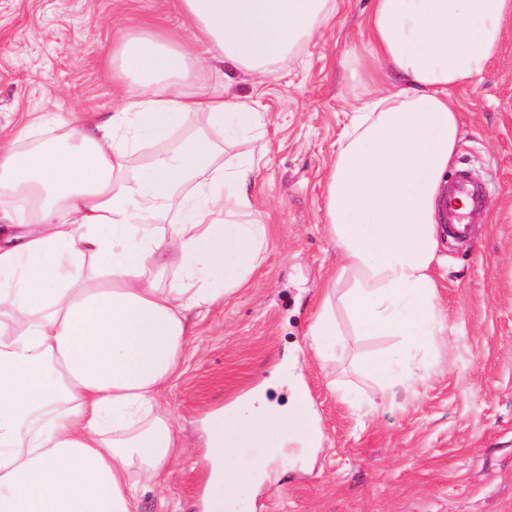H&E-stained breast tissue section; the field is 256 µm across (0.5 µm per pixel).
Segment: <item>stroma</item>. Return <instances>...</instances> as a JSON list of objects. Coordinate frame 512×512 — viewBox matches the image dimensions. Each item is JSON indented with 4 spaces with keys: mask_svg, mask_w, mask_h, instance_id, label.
I'll return each mask as SVG.
<instances>
[{
    "mask_svg": "<svg viewBox=\"0 0 512 512\" xmlns=\"http://www.w3.org/2000/svg\"><path fill=\"white\" fill-rule=\"evenodd\" d=\"M307 63L235 89L269 123L267 145L239 140L225 157L252 159L250 189L271 226L267 251L248 284L202 315L180 375L166 391L169 413L192 446L138 512H200L207 491L194 422L256 386L287 404L303 382L324 444L271 446L266 476L225 498L224 512H512V17L482 80L458 88L461 134L450 168L467 164L491 186L487 220L468 245L439 243L433 270L447 328L429 375L393 404L360 416L374 396L360 360L389 348V336L359 335L336 310L334 360L305 347L321 290L341 261L323 223V178L368 59L354 54L371 0H337ZM155 24L186 33L171 0H0V130L34 120L36 140H62L60 112L106 117L122 99L112 78L113 38Z\"/></svg>",
    "mask_w": 512,
    "mask_h": 512,
    "instance_id": "35a3bbf8",
    "label": "stroma"
}]
</instances>
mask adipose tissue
<instances>
[{"mask_svg":"<svg viewBox=\"0 0 512 512\" xmlns=\"http://www.w3.org/2000/svg\"><path fill=\"white\" fill-rule=\"evenodd\" d=\"M193 36L157 26L120 33L112 68L120 111L57 115L66 141L0 136V512H137L146 483L172 474L187 443L163 403L196 319L248 283L270 229L245 159L218 161V139L265 140L264 113L235 74L287 71L330 22L334 0H173ZM512 0H372L362 22L374 95L353 112L324 182V223L341 263L306 345L336 350V309L365 336L395 338L361 362L380 403L424 380L447 327L432 269L435 200L459 134L453 89L478 82ZM223 65L224 90L201 80ZM203 128L178 136L183 121ZM152 141L164 149L130 168ZM176 267L179 285L158 275ZM211 492L224 512L255 451L316 444L301 385L287 405L253 390L208 413Z\"/></svg>","mask_w":512,"mask_h":512,"instance_id":"ef3b65f1","label":"adipose tissue"}]
</instances>
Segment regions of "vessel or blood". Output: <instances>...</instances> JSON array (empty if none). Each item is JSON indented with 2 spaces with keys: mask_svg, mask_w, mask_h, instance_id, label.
I'll use <instances>...</instances> for the list:
<instances>
[{
  "mask_svg": "<svg viewBox=\"0 0 512 512\" xmlns=\"http://www.w3.org/2000/svg\"><path fill=\"white\" fill-rule=\"evenodd\" d=\"M486 186L473 182L466 171H459L449 182L442 201L441 223L449 237L464 239L471 233V224L484 209Z\"/></svg>",
  "mask_w": 512,
  "mask_h": 512,
  "instance_id": "vessel-or-blood-1",
  "label": "vessel or blood"
}]
</instances>
